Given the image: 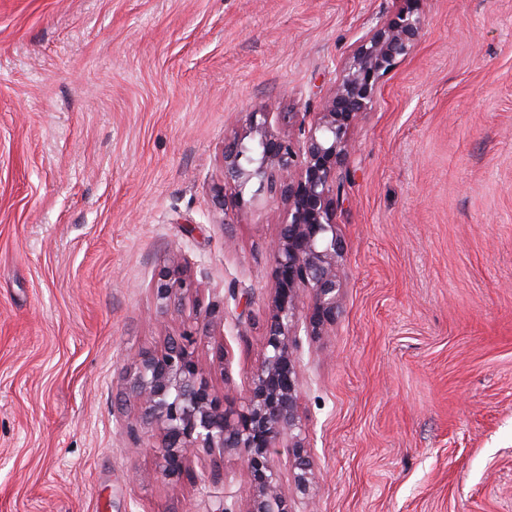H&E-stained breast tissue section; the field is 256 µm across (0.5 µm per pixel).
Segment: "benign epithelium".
<instances>
[{
  "label": "benign epithelium",
  "instance_id": "1",
  "mask_svg": "<svg viewBox=\"0 0 512 512\" xmlns=\"http://www.w3.org/2000/svg\"><path fill=\"white\" fill-rule=\"evenodd\" d=\"M425 18L408 7L378 21L352 50L317 119L290 113L295 136L274 129L267 112L248 113V131L224 147V179L214 205L245 211L261 202L281 207L280 233L269 244L275 288L268 299L261 359L247 395L228 404L216 394L194 356L198 334L184 331L159 352H145L130 382L143 421L160 426L161 474L180 479L193 452H238L251 476L244 512H294L271 456L283 447L298 503L310 506L314 469L299 409L298 336H322L336 322L343 244L336 230L340 176L352 151L350 128L375 98L376 84L418 42ZM187 287L163 268L153 285L164 306Z\"/></svg>",
  "mask_w": 512,
  "mask_h": 512
}]
</instances>
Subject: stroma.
Returning a JSON list of instances; mask_svg holds the SVG:
<instances>
[{
	"label": "stroma",
	"instance_id": "35a3bbf8",
	"mask_svg": "<svg viewBox=\"0 0 512 512\" xmlns=\"http://www.w3.org/2000/svg\"><path fill=\"white\" fill-rule=\"evenodd\" d=\"M404 6L0 0V512H243L239 455L161 474L135 360L207 313L195 358L244 397L280 227L216 212L224 145L251 112L314 120ZM418 7L351 128L340 313L300 339L315 512H512V0ZM177 263L173 311L152 285Z\"/></svg>",
	"mask_w": 512,
	"mask_h": 512
}]
</instances>
